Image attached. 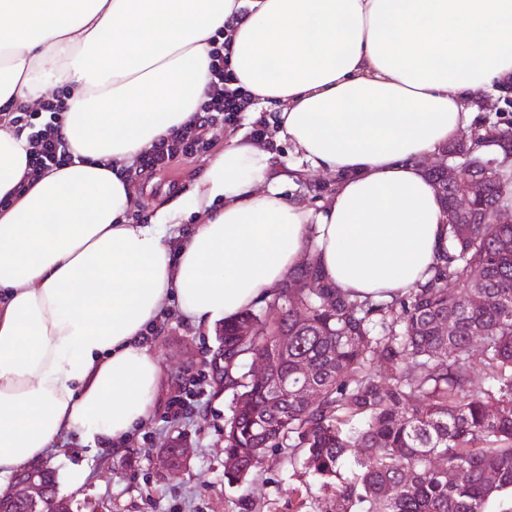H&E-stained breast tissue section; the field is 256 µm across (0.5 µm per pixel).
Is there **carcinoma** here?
<instances>
[{"mask_svg": "<svg viewBox=\"0 0 512 512\" xmlns=\"http://www.w3.org/2000/svg\"><path fill=\"white\" fill-rule=\"evenodd\" d=\"M447 153L462 176L427 170L448 228L428 281L387 300L361 299L326 282L310 259L258 308L224 321V365L213 382L232 396L228 483L244 482L274 450L297 448L305 469L335 485L323 512H489L496 502L512 512V222L499 221L512 208V123L465 132ZM492 161L496 174L486 180ZM481 295L498 302L471 301ZM446 317L455 321L450 334L437 325ZM279 333L288 347H276ZM258 350L270 358L265 382L246 369ZM381 359L391 368L384 378L371 367ZM298 361L310 368L301 382L292 374ZM350 448L360 454L346 476ZM443 466L465 469L466 481L448 482ZM390 485L398 487L391 497ZM0 498L9 512H44Z\"/></svg>", "mask_w": 512, "mask_h": 512, "instance_id": "carcinoma-1", "label": "carcinoma"}]
</instances>
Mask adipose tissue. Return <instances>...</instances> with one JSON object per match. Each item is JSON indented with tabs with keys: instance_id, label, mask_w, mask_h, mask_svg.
Masks as SVG:
<instances>
[{
	"instance_id": "1",
	"label": "adipose tissue",
	"mask_w": 512,
	"mask_h": 512,
	"mask_svg": "<svg viewBox=\"0 0 512 512\" xmlns=\"http://www.w3.org/2000/svg\"><path fill=\"white\" fill-rule=\"evenodd\" d=\"M221 28L254 105L336 182L286 200L273 152L238 136L189 198L127 223L124 171L205 101ZM510 81L512 0H0V489L68 437L105 450L146 424L162 369L141 335L169 306L211 328L311 255L360 296L429 278L446 225L422 161ZM57 87L70 160L33 176L3 115Z\"/></svg>"
}]
</instances>
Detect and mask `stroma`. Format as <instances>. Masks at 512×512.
Wrapping results in <instances>:
<instances>
[{"label": "stroma", "mask_w": 512, "mask_h": 512, "mask_svg": "<svg viewBox=\"0 0 512 512\" xmlns=\"http://www.w3.org/2000/svg\"><path fill=\"white\" fill-rule=\"evenodd\" d=\"M252 115L216 130L205 152L177 156L167 170L135 177L136 201L126 218L132 224L152 223L174 193L189 195L210 157L223 151L236 136H250ZM147 346L163 368L157 407L150 420L128 442L112 450L91 451L73 439L47 462L58 477V496L70 512H300L298 488L310 487L314 498L332 497V489L305 473L301 465L277 463L255 471L240 486L224 479V422L231 397L218 393L208 364L218 346L217 329L200 330L177 313L162 317ZM189 399L186 414L171 419L168 403L174 396ZM186 439L190 467L174 474L159 464L158 454L168 440ZM84 467L88 476L71 488L67 474Z\"/></svg>", "instance_id": "35a3bbf8"}]
</instances>
